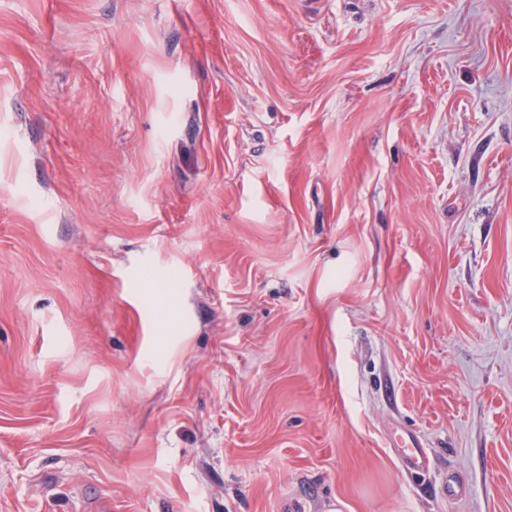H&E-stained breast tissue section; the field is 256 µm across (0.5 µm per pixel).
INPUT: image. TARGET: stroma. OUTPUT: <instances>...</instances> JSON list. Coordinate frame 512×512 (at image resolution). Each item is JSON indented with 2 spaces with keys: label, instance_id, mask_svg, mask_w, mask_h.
I'll return each instance as SVG.
<instances>
[{
  "label": "stroma",
  "instance_id": "stroma-1",
  "mask_svg": "<svg viewBox=\"0 0 512 512\" xmlns=\"http://www.w3.org/2000/svg\"><path fill=\"white\" fill-rule=\"evenodd\" d=\"M338 500L512 512V0H0V512Z\"/></svg>",
  "mask_w": 512,
  "mask_h": 512
}]
</instances>
